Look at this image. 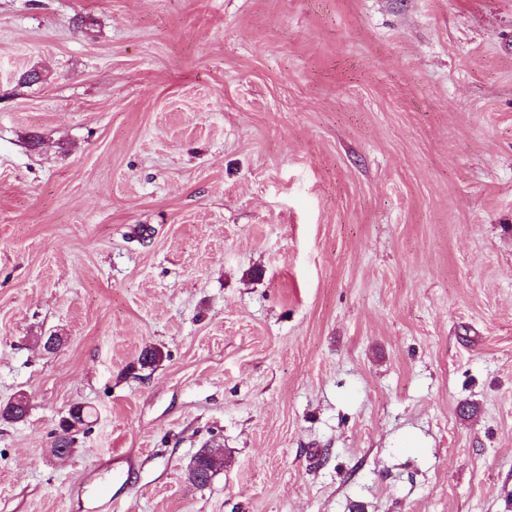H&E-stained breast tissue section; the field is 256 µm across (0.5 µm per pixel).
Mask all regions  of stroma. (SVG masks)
Returning <instances> with one entry per match:
<instances>
[{
	"label": "stroma",
	"mask_w": 512,
	"mask_h": 512,
	"mask_svg": "<svg viewBox=\"0 0 512 512\" xmlns=\"http://www.w3.org/2000/svg\"><path fill=\"white\" fill-rule=\"evenodd\" d=\"M21 395L0 512H512V0H0ZM223 465V456L214 457L212 454V448L201 449L188 467L187 480L191 481L192 476L199 469H202L203 473L208 475L206 482V485H208L212 477L221 469V467H223Z\"/></svg>",
	"instance_id": "1"
}]
</instances>
